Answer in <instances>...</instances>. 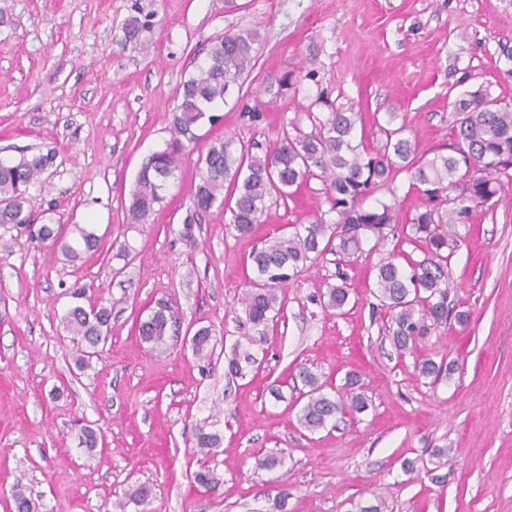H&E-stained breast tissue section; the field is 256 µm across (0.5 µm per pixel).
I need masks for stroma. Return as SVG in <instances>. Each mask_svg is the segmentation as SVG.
<instances>
[{"instance_id":"obj_1","label":"stroma","mask_w":512,"mask_h":512,"mask_svg":"<svg viewBox=\"0 0 512 512\" xmlns=\"http://www.w3.org/2000/svg\"><path fill=\"white\" fill-rule=\"evenodd\" d=\"M132 15L149 25L128 42ZM243 31L257 35L256 65L217 107L220 123L200 128L202 143L229 134L269 152L290 121L308 131L340 106L358 113L367 143L386 121L403 123L430 158L448 150L449 104L464 87L512 99V0H0V156L56 150L29 209L100 237L72 262L25 229L0 227V512L18 481L31 512H116L143 483L152 489L145 512H272L280 489L287 512H348L377 494L388 512H512V188L472 223L448 227L460 240L448 301L469 311L467 326L430 327L397 355L369 291L370 236L351 266L324 255L285 289L283 318L253 348L260 367L243 378L226 375L224 357L244 338L248 255L285 225L321 212L335 221L321 178L272 204L250 236L215 208L189 241L193 152L148 220L130 222V191L143 159L170 140L182 82L214 38ZM288 72L298 82L271 90ZM409 183L399 174L365 203L396 205L403 229L417 203ZM341 271L351 294L336 315L320 296ZM77 286L112 308L105 348L85 368L61 323ZM162 299L182 335L164 351L137 332ZM202 326L215 342L208 358L189 343ZM424 358L457 367L425 377ZM301 365L338 388L358 375L369 410L304 431ZM276 385L279 401L269 394ZM84 425L103 447L79 448ZM199 426L221 437L204 456L193 446ZM436 448L447 451L443 483L403 472L404 459ZM270 453L282 465L257 469ZM203 463L216 491L194 481Z\"/></svg>"}]
</instances>
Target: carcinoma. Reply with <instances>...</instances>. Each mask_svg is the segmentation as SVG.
<instances>
[{"label": "carcinoma", "instance_id": "1", "mask_svg": "<svg viewBox=\"0 0 512 512\" xmlns=\"http://www.w3.org/2000/svg\"><path fill=\"white\" fill-rule=\"evenodd\" d=\"M146 22L137 16L128 18L122 30L127 41H136ZM253 33L226 34L213 39L205 60L196 65L181 85L177 104L169 119L171 140L166 148L149 155L141 165L130 194L128 213L136 223L144 222L164 200L168 183L176 178L187 152L195 149L197 130L205 123L215 124L218 104L226 103L231 87L240 85L253 70L256 57ZM454 140L449 153L427 159L418 155L416 142L406 136L405 125L382 126L380 145H367L365 137H356L357 113L340 108L318 121L306 133L293 121L282 130L278 146L262 155L244 144H236L231 135L215 138L198 156V180L193 185V210L183 220L184 236L190 237L200 216L217 206L230 212V224L241 236L250 234L271 206L273 199H285L293 189L311 176L326 185L329 211L336 221L317 214L307 224H295L280 236L266 241L249 254L253 277L245 283L241 304L251 334L247 345L240 343L226 357L227 373L246 375L257 363L250 351L253 345L268 340L270 324L284 310L282 289L294 283L302 272L325 254L351 263L357 259L363 237L371 233L385 240L384 230L397 221L396 205L381 204L365 208L362 199L375 187L401 173L411 177L420 203L408 220L409 238L423 249L424 258L409 259L398 246L380 255L373 265L375 296L390 316L389 333L398 356L409 352L429 325L448 322L449 316L465 326L469 311L451 312L448 307V260L458 248L448 238V225L469 224L474 212L490 202L507 186H512V102L491 94L480 85L461 92L451 104ZM55 154L35 153L17 161L0 163V226L24 225L36 241L60 250L70 261L98 249L100 238L87 224H35L27 208L31 185L53 166ZM340 283L328 288L323 305L340 311L348 303L350 287L344 273ZM77 299L62 318L65 330L76 344L79 367L105 344L110 332L112 308L76 288ZM141 340L157 350L169 347L171 316L168 307L158 304L137 326ZM212 332L198 328L191 337L195 355L210 353ZM424 377L451 375L454 363L424 359L418 365ZM297 376L307 388L300 409L299 423L309 432L366 411L369 400L352 375L345 392L327 388L307 367ZM221 442L216 433L196 429L197 448H215ZM151 487L140 484L127 500L118 503L120 512L128 504L149 502Z\"/></svg>", "mask_w": 512, "mask_h": 512}]
</instances>
